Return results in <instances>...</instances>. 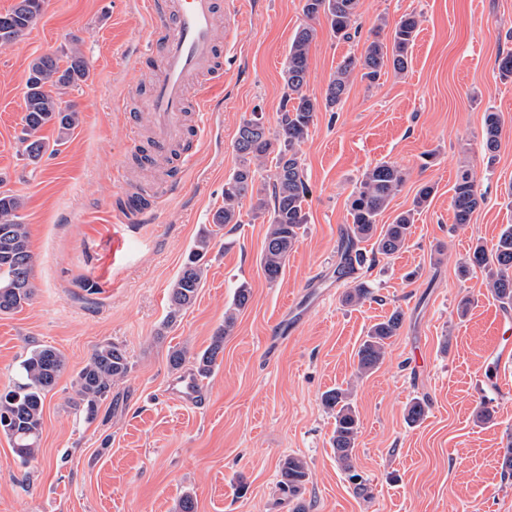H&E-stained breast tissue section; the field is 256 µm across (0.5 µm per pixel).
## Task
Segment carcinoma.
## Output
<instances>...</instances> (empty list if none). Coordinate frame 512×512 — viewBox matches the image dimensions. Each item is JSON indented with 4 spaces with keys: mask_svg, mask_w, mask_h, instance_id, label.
Wrapping results in <instances>:
<instances>
[{
    "mask_svg": "<svg viewBox=\"0 0 512 512\" xmlns=\"http://www.w3.org/2000/svg\"><path fill=\"white\" fill-rule=\"evenodd\" d=\"M359 0H304L303 12L309 18L324 15L334 34L350 37L352 22ZM43 0H17L5 13H0V46L12 43L31 28L41 14ZM419 18L410 13L394 24L381 20L379 28L389 29V37L374 40L364 52L346 57L337 67L325 97V106L335 107L346 93L351 75L359 71L374 83L385 69L404 73L414 46ZM316 30L299 28L290 44L284 70L285 103L278 128L270 131L254 117L238 128L234 150L238 165L224 183V206L212 216V229L203 230L190 249L170 291L169 321L191 306L202 287L206 270L205 258L214 235L228 224H241L242 199L251 198L252 217H267L269 224L261 254L266 278L274 282L282 273L288 253L295 246L300 230L306 223L303 203L309 193L297 147L308 136L310 126L319 111L318 101L306 94L309 80L308 52ZM89 77L88 66L74 51L66 57L42 54L28 67L24 91L23 131L19 142L22 155L38 163L47 153L49 142L41 131L54 126L57 138L54 146L65 143L79 123L78 111L65 99V90L79 85ZM501 122L498 113L488 112L484 119L483 147L493 153L498 149ZM270 165L268 181L256 184V175L264 165ZM404 176L400 169L381 162L368 169L350 200L352 225L343 245V264L338 273L349 267L363 266L368 257L357 243L376 238L375 253L390 256L405 248L411 234L413 213L407 211L390 224L378 225L379 217L400 191ZM451 208L455 224L470 223L482 202L475 176L462 172L451 188ZM23 208L20 196L0 192V314H11L32 303L36 296L33 282V255L28 245L27 225L18 211ZM483 271L489 288L507 309L512 307V226L500 234L492 249H473L461 264L460 274L474 269ZM404 313L396 309L382 322L373 325L357 351L358 372L363 374L378 367L388 341L398 335ZM234 313H225L224 327L218 329L209 346L194 356L199 378L205 379L218 366L224 353V336L233 328ZM66 368L64 355L52 346H37L29 350L19 365L20 382L14 389L0 394V430L12 441L14 452L23 465L37 454L43 425L44 403L60 374ZM129 372L126 351L112 342L94 347L85 365L77 374L75 407L91 419L101 401L107 398L112 383ZM324 405L335 412L332 446L337 460L352 470V455L358 436L359 420L347 389L336 388L325 393ZM307 463L296 456H287L279 464L278 489L295 503L292 512H305L301 496L309 482Z\"/></svg>",
    "mask_w": 512,
    "mask_h": 512,
    "instance_id": "carcinoma-1",
    "label": "carcinoma"
}]
</instances>
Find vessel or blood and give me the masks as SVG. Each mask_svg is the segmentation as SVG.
<instances>
[{
	"label": "vessel or blood",
	"instance_id": "vessel-or-blood-1",
	"mask_svg": "<svg viewBox=\"0 0 512 512\" xmlns=\"http://www.w3.org/2000/svg\"><path fill=\"white\" fill-rule=\"evenodd\" d=\"M136 11L149 30L157 33L155 44L160 67L148 82L147 163L172 155L190 138H203L214 114L224 102V79L214 76L219 47L238 37L234 26L219 29L217 17L226 11L240 15L239 0H136ZM195 110V128H187L185 116ZM152 208L141 206L136 196H128L122 208L113 211L112 221L128 224L146 219ZM170 389L178 399L199 404L197 381L181 376Z\"/></svg>",
	"mask_w": 512,
	"mask_h": 512
}]
</instances>
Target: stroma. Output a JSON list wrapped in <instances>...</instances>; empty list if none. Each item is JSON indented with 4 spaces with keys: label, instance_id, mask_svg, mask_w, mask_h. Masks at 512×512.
Masks as SVG:
<instances>
[{
    "label": "stroma",
    "instance_id": "1",
    "mask_svg": "<svg viewBox=\"0 0 512 512\" xmlns=\"http://www.w3.org/2000/svg\"><path fill=\"white\" fill-rule=\"evenodd\" d=\"M302 6L246 0L238 39L224 52V108L189 173L174 164L149 172L155 181L181 178L184 189L145 224L112 221L124 197L119 170L140 169L132 132L113 109L121 94L138 109L145 97L146 73L123 65L151 41L133 0H46L33 27L0 47V191L24 200L37 284L31 305L0 315V390L16 382L32 347H55L67 361L45 400L36 458L19 465L0 432V512H178L187 494L196 512H292L277 487L289 455L309 466L306 512H475L485 503L512 512V477L501 469L512 391L497 398L491 421L477 419L512 309L495 300L483 272L458 275L475 245L492 248L512 225V79L497 70L512 53V0H359L347 39ZM408 13L420 19L408 70L374 85L353 74L342 102L320 108L298 147L307 222L280 278L268 281L260 263L267 224L227 225L196 301L168 321L171 285L237 165L240 124L257 114L266 128L278 126L298 28L316 30L306 93L322 101L337 66L363 52L380 19ZM74 49L90 72L66 94L81 122L59 152L29 163L19 144L28 65ZM489 112L502 123L491 157L482 148ZM383 161L401 169L404 184L381 221L413 211L411 236L399 254L337 276L350 195ZM465 170L483 202L460 227L451 188ZM427 183L435 193L416 207ZM362 281L374 299L346 304ZM242 285L251 298L224 338L223 360L200 383L205 404L173 398L170 382L193 364L173 371L169 351L204 350ZM397 308L403 324L382 362L356 376L368 329ZM104 341L126 351L130 369L89 420L75 407L74 379ZM347 386L360 421L353 465L364 496L336 460L334 414L322 403L326 391ZM416 399L427 408L412 424L406 413Z\"/></svg>",
    "mask_w": 512,
    "mask_h": 512
}]
</instances>
